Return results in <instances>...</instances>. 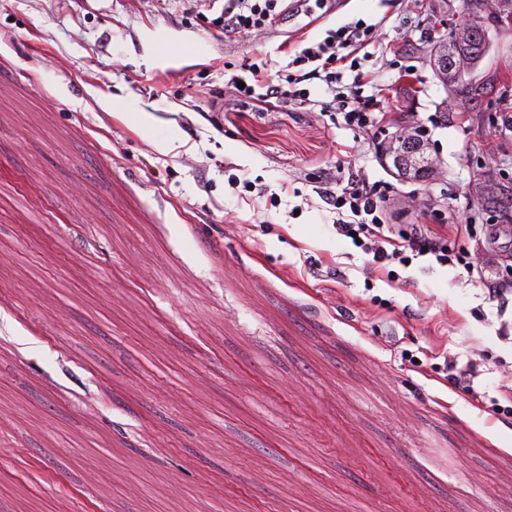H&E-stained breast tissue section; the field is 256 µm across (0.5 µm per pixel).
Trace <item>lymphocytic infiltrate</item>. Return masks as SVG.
Masks as SVG:
<instances>
[{"label": "lymphocytic infiltrate", "instance_id": "lymphocytic-infiltrate-1", "mask_svg": "<svg viewBox=\"0 0 512 512\" xmlns=\"http://www.w3.org/2000/svg\"><path fill=\"white\" fill-rule=\"evenodd\" d=\"M283 0H224L222 14L224 28L235 33H246L264 27L276 16ZM368 33L363 21L357 20L334 29L326 30L324 37L308 42L296 52L292 63L299 66V73L279 71L276 78L260 69H252V80L245 87H238L237 76H230L224 83L225 89H241L261 105H268L270 99H277L294 106H306L310 103V91L304 88L307 80L317 79L325 82L328 92L333 95L330 108L341 112L346 124L360 129L368 128L376 122L367 102L358 96L348 97L337 92L343 73L340 69L344 61L343 50L358 53ZM332 184L341 189L336 197V206L346 209L347 220L339 222L336 229L339 234L357 241L363 253L370 256L373 265L384 268L386 263L396 261L403 265L427 255L434 256L442 265L458 264L467 273L477 276L478 283L488 286V294L497 304L498 313H506L512 307V278L497 277L494 262L475 266L464 252H456L448 247L449 235L467 233L468 225L453 224H410L403 228L384 223L382 214L384 196L377 192L367 181L357 176H348L337 172L331 179ZM494 274V282H487V274Z\"/></svg>", "mask_w": 512, "mask_h": 512}]
</instances>
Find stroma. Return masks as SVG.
Here are the masks:
<instances>
[{"label":"stroma","instance_id":"1","mask_svg":"<svg viewBox=\"0 0 512 512\" xmlns=\"http://www.w3.org/2000/svg\"><path fill=\"white\" fill-rule=\"evenodd\" d=\"M484 3L475 103L425 63L432 15L463 0H329L248 34L182 0H0V512H512L492 407L512 342L486 287L429 255L380 274L316 191L344 168L388 188L390 224L482 238L512 216V28ZM358 19L376 30L340 89L373 127L324 110L319 81L303 108L225 91ZM405 120L430 181L378 152ZM86 93L95 101V103L100 106L101 108H107L110 109L116 106H123L127 109H129L131 112L126 113L128 114L127 117L130 121L141 124L144 126H148L149 124V118L147 115V112H142L139 108H137L133 103L127 101V100H109L106 98L101 97L98 95L97 91L93 88H87Z\"/></svg>","mask_w":512,"mask_h":512}]
</instances>
